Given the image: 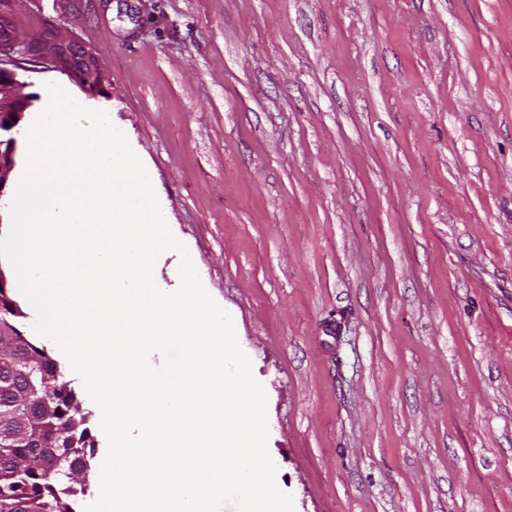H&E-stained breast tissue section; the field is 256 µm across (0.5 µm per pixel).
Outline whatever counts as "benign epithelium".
Masks as SVG:
<instances>
[{
  "instance_id": "obj_1",
  "label": "benign epithelium",
  "mask_w": 512,
  "mask_h": 512,
  "mask_svg": "<svg viewBox=\"0 0 512 512\" xmlns=\"http://www.w3.org/2000/svg\"><path fill=\"white\" fill-rule=\"evenodd\" d=\"M31 56L40 63L67 73L86 91L99 92L102 75L96 56L73 40L60 39L45 44L39 38L26 42L14 36L0 42V133L18 131L31 100L18 92L15 71L7 64ZM16 165V139L0 138V198L4 196L9 175Z\"/></svg>"
}]
</instances>
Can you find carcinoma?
<instances>
[{"instance_id": "obj_1", "label": "carcinoma", "mask_w": 512, "mask_h": 512, "mask_svg": "<svg viewBox=\"0 0 512 512\" xmlns=\"http://www.w3.org/2000/svg\"><path fill=\"white\" fill-rule=\"evenodd\" d=\"M22 310L0 288V512H73L72 498L85 493L87 480H71L53 469L65 456L89 468L94 439L88 414L65 381L58 363L24 334ZM36 370L51 378L49 395L32 396L12 406L4 391L24 386L23 373ZM34 412L27 434L18 438L7 420L25 410Z\"/></svg>"}]
</instances>
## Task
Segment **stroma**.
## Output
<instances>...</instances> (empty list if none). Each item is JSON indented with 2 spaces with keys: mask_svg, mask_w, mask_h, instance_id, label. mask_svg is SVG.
Returning a JSON list of instances; mask_svg holds the SVG:
<instances>
[{
  "mask_svg": "<svg viewBox=\"0 0 512 512\" xmlns=\"http://www.w3.org/2000/svg\"><path fill=\"white\" fill-rule=\"evenodd\" d=\"M233 319L294 512H512V0H14Z\"/></svg>",
  "mask_w": 512,
  "mask_h": 512,
  "instance_id": "obj_1",
  "label": "stroma"
}]
</instances>
